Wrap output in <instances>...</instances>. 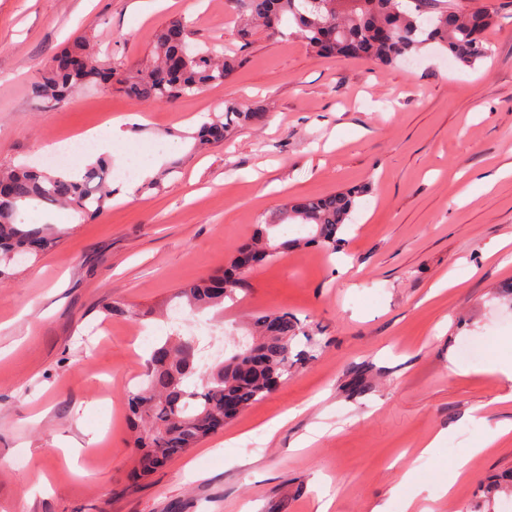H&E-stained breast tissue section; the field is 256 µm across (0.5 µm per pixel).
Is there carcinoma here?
<instances>
[{"label": "carcinoma", "mask_w": 512, "mask_h": 512, "mask_svg": "<svg viewBox=\"0 0 512 512\" xmlns=\"http://www.w3.org/2000/svg\"><path fill=\"white\" fill-rule=\"evenodd\" d=\"M238 22L241 38L252 26L282 36L293 24L316 55L325 58L364 59L379 67L408 62L421 49L436 44L454 62L471 67L488 54L486 31L494 15L482 7L459 9L438 0H227ZM153 64L124 69L100 58V51L85 36L50 57L41 67L32 93L48 109L67 101L83 87L116 84L129 97L168 103L205 87L222 85L238 68V56L219 57L191 42L190 25L174 20L156 35ZM267 113L260 107L228 102L224 114L211 118L190 134L194 147L205 150L221 144L234 129L259 124ZM110 163L97 158L83 171L39 170L0 164V280L9 275L20 256L38 255L57 244L51 224H32L22 211L35 205L46 210L67 208L84 222L109 208L115 189L109 182ZM367 182L327 196L293 200L283 207L274 224H265L238 246L219 274L208 275L178 288L168 304L193 308H221L236 297L249 272L242 256L259 255L258 264L271 262L300 245L336 253L357 199L370 192ZM309 229L305 237L290 238L285 229ZM250 335L261 337L255 353L239 352L211 367L197 362L198 342L193 335L175 333L154 348L146 363L144 382L126 394L128 415L135 426L132 440L138 450L132 479L162 467L204 440L224 430L234 415L224 414V399L233 397L243 411L267 398L295 372L313 349L327 340L303 330L300 320L286 310L256 312L247 322Z\"/></svg>", "instance_id": "obj_1"}]
</instances>
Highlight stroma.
I'll return each instance as SVG.
<instances>
[{
	"label": "stroma",
	"instance_id": "stroma-1",
	"mask_svg": "<svg viewBox=\"0 0 512 512\" xmlns=\"http://www.w3.org/2000/svg\"><path fill=\"white\" fill-rule=\"evenodd\" d=\"M455 2L496 15L472 68L436 48L379 68L317 57L296 37L242 40L226 0H0V163L37 165L43 144L127 115L107 157L113 187L137 188L94 221L25 213L60 241L0 282V512H317L327 498L330 512H404L408 491L430 512H477L487 481L512 471V433L496 435L512 423V381L484 369L512 337L500 292L512 281V0ZM176 17L194 42L241 57L224 84L163 104L108 87L52 110L33 97L43 61L75 36L92 32L135 68ZM228 101L268 118L196 151L192 133ZM133 149L143 166L172 167L161 187L125 177ZM481 177L488 189L473 188ZM367 181L336 254L295 249L255 268L238 304L182 315L223 318L228 356L251 314L279 309L326 348L223 433L131 479L124 396L159 341L162 303L222 268L287 200ZM109 301L127 315H106ZM466 455V480L439 497Z\"/></svg>",
	"mask_w": 512,
	"mask_h": 512
}]
</instances>
